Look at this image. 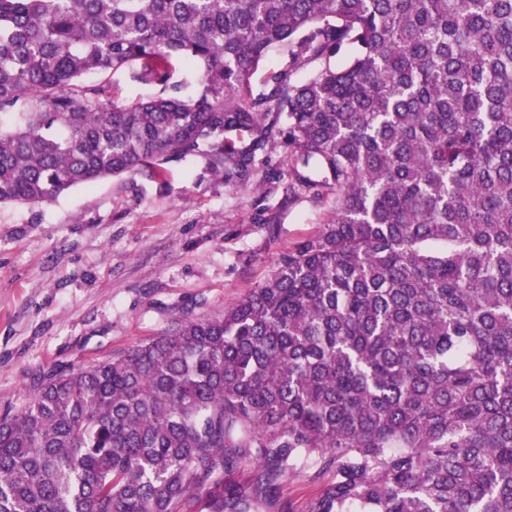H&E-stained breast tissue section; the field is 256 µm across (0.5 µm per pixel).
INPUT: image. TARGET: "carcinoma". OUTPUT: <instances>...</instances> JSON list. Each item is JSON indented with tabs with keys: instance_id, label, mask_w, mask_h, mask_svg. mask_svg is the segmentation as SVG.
<instances>
[{
	"instance_id": "obj_1",
	"label": "carcinoma",
	"mask_w": 512,
	"mask_h": 512,
	"mask_svg": "<svg viewBox=\"0 0 512 512\" xmlns=\"http://www.w3.org/2000/svg\"><path fill=\"white\" fill-rule=\"evenodd\" d=\"M126 69L159 93L82 83ZM282 122L334 218L224 312L41 375L0 512H291L303 471L307 512H512V0H0V205L245 186ZM317 487L318 483L311 481L305 474H298L288 478L283 485L282 494L294 512H305L306 505Z\"/></svg>"
}]
</instances>
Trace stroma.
<instances>
[{
	"label": "stroma",
	"mask_w": 512,
	"mask_h": 512,
	"mask_svg": "<svg viewBox=\"0 0 512 512\" xmlns=\"http://www.w3.org/2000/svg\"><path fill=\"white\" fill-rule=\"evenodd\" d=\"M276 136L254 181L215 183L195 162L80 186L40 206H0V411L43 371L98 363L244 298L332 206L288 197Z\"/></svg>",
	"instance_id": "obj_1"
}]
</instances>
